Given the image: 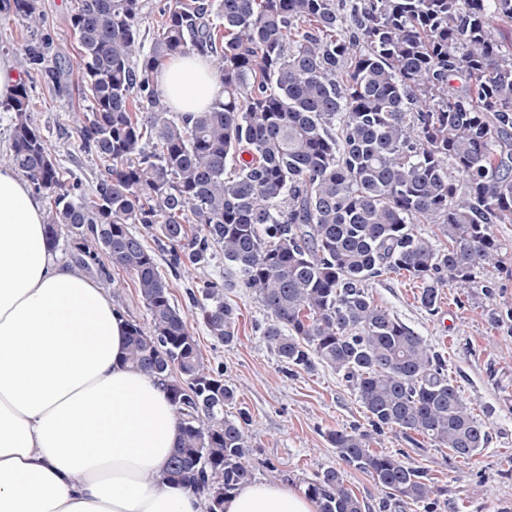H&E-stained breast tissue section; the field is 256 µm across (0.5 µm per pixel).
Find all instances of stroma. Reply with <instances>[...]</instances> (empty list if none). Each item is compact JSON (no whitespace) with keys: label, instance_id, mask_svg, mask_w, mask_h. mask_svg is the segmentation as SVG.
<instances>
[{"label":"stroma","instance_id":"stroma-1","mask_svg":"<svg viewBox=\"0 0 512 512\" xmlns=\"http://www.w3.org/2000/svg\"><path fill=\"white\" fill-rule=\"evenodd\" d=\"M39 4L44 25L36 32L8 4L0 5V57L16 62L30 51L42 56V64L22 74L30 108L57 161L74 173L90 196L100 171L80 150L69 122L71 112L90 105L79 91L71 0H39ZM56 69L61 72L57 80L50 76ZM135 230L155 251L159 270L170 285L171 301L189 320L204 359L223 363L225 383L237 390L240 408L250 415L247 434L255 480H266L263 464L270 461L280 469L281 482L302 489L315 473L333 466L344 472L368 512H421L387 497L369 476L339 458L326 438L328 431L371 428L357 393L326 366L310 373L283 372L261 336L265 308L241 285L223 254H216L209 264L177 271L153 231L141 224ZM493 232L503 247V265L481 270L479 287L467 293L445 289L436 312L421 307L420 285L407 275L386 273L368 282L378 304L444 354L448 375L464 403L487 427L486 446L467 462L423 438L415 442L391 435L381 438V451L401 454L404 462L434 477L435 512H512V224L494 225ZM208 279L223 283L225 300L239 313V339L234 345L209 336L195 319L192 296L198 283Z\"/></svg>","mask_w":512,"mask_h":512}]
</instances>
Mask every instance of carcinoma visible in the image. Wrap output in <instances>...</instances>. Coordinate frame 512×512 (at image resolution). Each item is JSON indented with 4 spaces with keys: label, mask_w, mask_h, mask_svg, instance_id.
<instances>
[{
    "label": "carcinoma",
    "mask_w": 512,
    "mask_h": 512,
    "mask_svg": "<svg viewBox=\"0 0 512 512\" xmlns=\"http://www.w3.org/2000/svg\"><path fill=\"white\" fill-rule=\"evenodd\" d=\"M13 10L41 27L38 0ZM164 16L146 50L140 0H75L91 106L70 122L102 167L93 197L49 150L25 85L9 111L11 163L45 200L52 245L69 233L75 267L115 288L105 254L139 289L148 326L128 323L125 360L165 383L181 417L168 479L222 512L224 494L252 478L248 416L224 415L237 401L224 365L204 360L131 224L154 230L175 266L220 249L269 314L261 335L285 372L324 365L358 394L373 433L328 431L339 457L433 512L434 478L374 449L373 436L415 433L470 460L488 432L445 359L367 282L404 273L432 312L442 289L475 288L500 262L492 225L512 224V29L497 34L494 22H512V0H175ZM190 52L215 67L224 98L176 119L156 76ZM199 293L207 332L233 344L239 315L224 285ZM305 492L318 512L365 509L334 467Z\"/></svg>",
    "instance_id": "1"
}]
</instances>
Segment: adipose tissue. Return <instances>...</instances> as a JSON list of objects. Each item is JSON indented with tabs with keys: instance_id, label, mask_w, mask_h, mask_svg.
<instances>
[{
	"instance_id": "obj_1",
	"label": "adipose tissue",
	"mask_w": 512,
	"mask_h": 512,
	"mask_svg": "<svg viewBox=\"0 0 512 512\" xmlns=\"http://www.w3.org/2000/svg\"><path fill=\"white\" fill-rule=\"evenodd\" d=\"M169 109L205 111L224 86L195 55L168 62ZM126 320L84 272L61 261L41 203L0 165V512H202L167 480L179 417L161 381L124 359ZM224 512H316L304 492L255 481Z\"/></svg>"
}]
</instances>
